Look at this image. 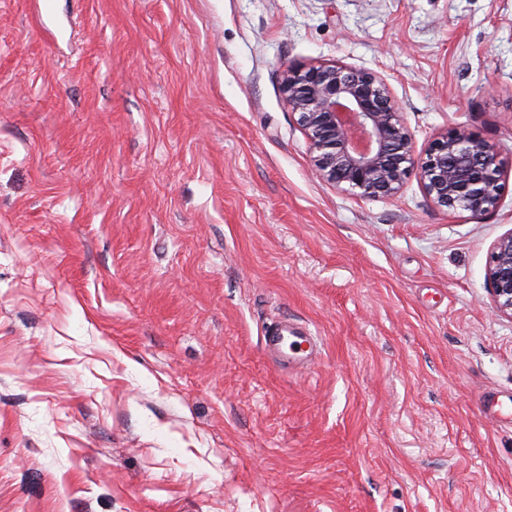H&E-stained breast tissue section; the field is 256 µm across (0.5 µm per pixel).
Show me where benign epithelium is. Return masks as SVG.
<instances>
[{
    "label": "benign epithelium",
    "instance_id": "7a95c632",
    "mask_svg": "<svg viewBox=\"0 0 512 512\" xmlns=\"http://www.w3.org/2000/svg\"><path fill=\"white\" fill-rule=\"evenodd\" d=\"M281 92L309 144L321 181L362 198L390 197L411 174L436 206L473 216L496 211L507 162L464 125L418 152L399 104L376 74L338 63L287 66ZM492 308L512 317V232L493 245L486 271Z\"/></svg>",
    "mask_w": 512,
    "mask_h": 512
}]
</instances>
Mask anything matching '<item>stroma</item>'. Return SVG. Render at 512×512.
Instances as JSON below:
<instances>
[{
	"label": "stroma",
	"mask_w": 512,
	"mask_h": 512,
	"mask_svg": "<svg viewBox=\"0 0 512 512\" xmlns=\"http://www.w3.org/2000/svg\"><path fill=\"white\" fill-rule=\"evenodd\" d=\"M311 62L512 157V0H0V512H512V172L480 217L322 182ZM492 308L512 318V231L493 245L486 271ZM300 332L308 333L305 326L288 319L272 323L264 331V349L277 355V363L281 367L288 368V366H291L292 361L290 360L304 352L303 344L305 342L310 345L311 352L309 356L316 354L317 342L315 337L302 336ZM309 356H306V359Z\"/></svg>",
	"instance_id": "1"
}]
</instances>
